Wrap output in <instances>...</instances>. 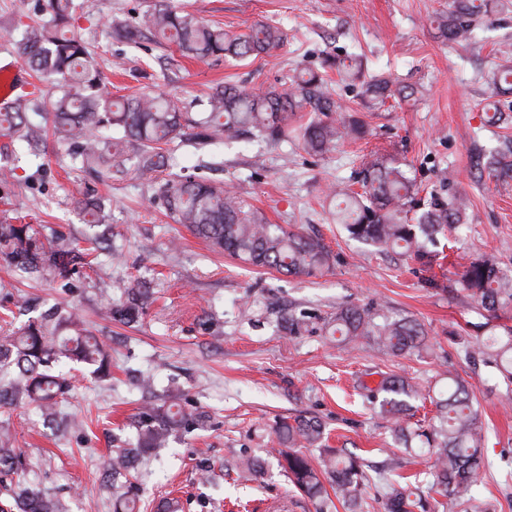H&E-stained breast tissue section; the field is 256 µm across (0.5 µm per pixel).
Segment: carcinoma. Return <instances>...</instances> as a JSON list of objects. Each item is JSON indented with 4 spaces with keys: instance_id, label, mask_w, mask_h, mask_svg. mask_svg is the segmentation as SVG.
<instances>
[{
    "instance_id": "1",
    "label": "carcinoma",
    "mask_w": 512,
    "mask_h": 512,
    "mask_svg": "<svg viewBox=\"0 0 512 512\" xmlns=\"http://www.w3.org/2000/svg\"><path fill=\"white\" fill-rule=\"evenodd\" d=\"M494 0H451L448 13L437 17L439 37L449 42L469 40L473 31L490 20ZM45 22L25 26L17 44L23 61L44 77L53 79L58 95L35 121L29 112L41 110L39 100L27 93L13 105L0 110V132L37 150L45 143L47 124L67 145L73 166L112 177L128 164L148 180L158 179L169 166L165 146L193 139L200 146L217 140L234 142L254 135L277 143L293 136L306 153L324 156L345 139L364 136L357 117L338 115L339 106L329 91L328 71L344 79L362 74L358 58L324 60L323 70L299 69L288 81L255 91L236 85L215 87L206 98L202 116L188 125L176 97L141 93L114 97L107 91L104 76L88 47L68 38L62 30L76 20L74 0H41ZM149 33L158 43H174L191 58L245 61L279 49L283 31L258 23L244 31L229 33L204 23L192 13L172 8L168 0H156L141 19L128 23L121 35L136 40ZM491 95L512 92V52H503L502 62L481 76ZM362 96L383 103L398 96L415 95L410 85H397L388 77L376 76L362 82ZM488 170L498 180L512 178V160L493 155ZM324 194L333 205L330 215L349 235L378 251L394 252L431 263L427 244L452 224L463 223L469 200L452 194L439 199L421 213L414 212V183L401 165L378 158L365 164L361 191L336 184ZM158 199L174 221L214 249L253 267L275 269L297 277H313L330 268L331 253L318 240L281 224H271L251 209L231 189L205 179L170 173L161 184ZM86 230L70 241L62 235L47 237L29 223H0V256L27 273L67 278L76 261L104 250L97 228L104 225V205L92 195L77 201ZM459 283L474 308L491 316L512 311V270L505 271L494 256L484 254L461 265ZM154 302V289L146 279H135L112 299V319L138 321ZM329 335L344 341L367 339L374 349L394 356L430 349L422 325L405 318L379 316L366 308L345 306L330 317ZM74 332L58 336L61 328ZM465 358L492 365L506 386V402L512 403V327L501 334L479 336ZM69 361L92 369L104 379L110 375L107 345L80 327L69 311L48 310L15 328L0 339V409L19 403L33 404L45 416L57 415L58 397L68 390L66 379L54 367ZM378 380L361 383L362 394L374 408L390 418L398 439L409 443L416 437L420 448L406 451L425 453L433 459L425 486L394 479L386 484V512H424L429 502L445 506L451 500L458 512H486L474 499L473 488L486 473L482 453V426L474 394L455 375L448 374V393L430 398L436 415L427 427L412 428V403L423 397L412 379L375 372ZM198 424L197 415L186 412L181 394L171 392L160 404L144 408L134 417L135 442L130 448L113 449L110 468L116 479L136 471L144 462L155 461L168 448L170 439ZM279 462L291 482L315 502L317 512H331L334 502L349 512H358L367 493L368 478L359 457L345 449L324 447L325 429L314 417L280 420L275 429ZM318 448V457L304 452ZM25 471L21 454L0 440V475L21 477ZM237 474L256 479L264 474V461L252 455L240 458ZM117 512H141L139 488L130 481L114 486ZM11 504L0 512H65L64 506L47 498L30 484H17Z\"/></svg>"
}]
</instances>
